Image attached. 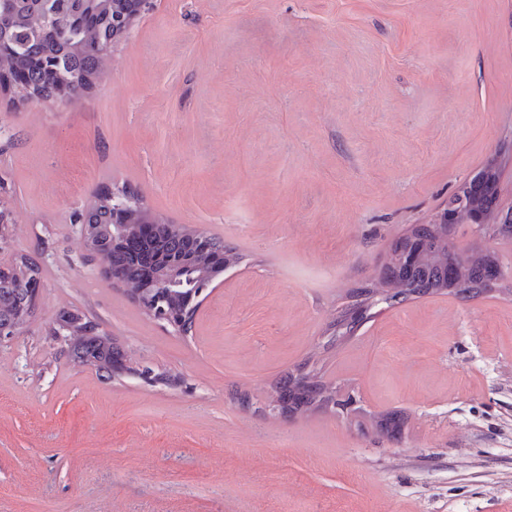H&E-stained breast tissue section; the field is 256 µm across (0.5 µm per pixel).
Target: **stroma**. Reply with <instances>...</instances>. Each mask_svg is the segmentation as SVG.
<instances>
[{
  "mask_svg": "<svg viewBox=\"0 0 512 512\" xmlns=\"http://www.w3.org/2000/svg\"><path fill=\"white\" fill-rule=\"evenodd\" d=\"M11 96L0 197L43 290L0 344V512H512V239L453 235L496 254L499 289L329 328L491 159L512 205V0H152L92 91ZM121 187L242 256L188 332L88 259L77 219ZM64 309L128 371L70 362L51 334ZM299 368L352 405L271 411ZM386 413L400 434L372 426Z\"/></svg>",
  "mask_w": 512,
  "mask_h": 512,
  "instance_id": "obj_1",
  "label": "stroma"
}]
</instances>
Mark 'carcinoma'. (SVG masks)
Returning <instances> with one entry per match:
<instances>
[{
	"mask_svg": "<svg viewBox=\"0 0 512 512\" xmlns=\"http://www.w3.org/2000/svg\"><path fill=\"white\" fill-rule=\"evenodd\" d=\"M82 0H13L12 27L0 32V39L10 44V52L0 56V72H22L24 90H32L44 101L58 97L61 84L78 81L91 89L104 68L105 52L124 37L120 17L132 10L130 0H100L88 21L79 28L69 26L70 17L82 10ZM499 175L483 169L462 184L450 198L466 215L472 209L493 213L500 207ZM149 211L142 199L126 189L95 196L82 218L96 230V250L101 260L118 271L132 296L152 307L161 298L172 321L190 322L194 297L174 286L172 262L186 260L193 275L203 285L210 284L224 269L238 264L240 254L224 240L208 236L207 244L198 240L199 229L173 224L161 217L152 218V229L145 233L141 220ZM451 224H416L398 240L405 250L418 254L412 263L390 259L372 280L359 287L360 299L347 306L334 321L336 331L346 336L354 332L364 313L377 304L394 306L413 297L429 294H453L470 298L480 294L490 268L498 263L495 254L470 253L465 264L453 265L450 249L456 244ZM21 279L42 280L40 266L29 256L19 255L0 262V328L24 332L34 321L38 298L32 288H20ZM89 319L78 311L59 312L53 334L69 339L67 354L75 364L87 367L102 377L124 368L125 353L108 334L87 325ZM353 403L350 396L326 383L310 371L297 375L288 372L272 386L267 406L290 416L303 415L332 405L346 410ZM376 426L396 434L401 418L385 414L373 418Z\"/></svg>",
	"mask_w": 512,
	"mask_h": 512,
	"instance_id": "carcinoma-1",
	"label": "carcinoma"
}]
</instances>
